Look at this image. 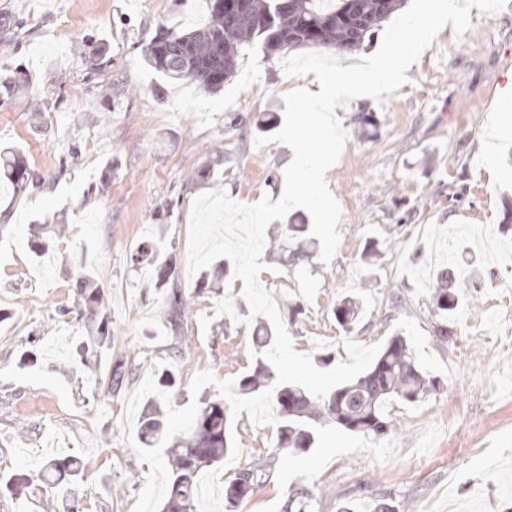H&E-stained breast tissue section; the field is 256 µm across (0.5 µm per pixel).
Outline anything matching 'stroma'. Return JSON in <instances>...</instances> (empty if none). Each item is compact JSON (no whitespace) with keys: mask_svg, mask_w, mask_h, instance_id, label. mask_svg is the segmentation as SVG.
Returning <instances> with one entry per match:
<instances>
[{"mask_svg":"<svg viewBox=\"0 0 512 512\" xmlns=\"http://www.w3.org/2000/svg\"><path fill=\"white\" fill-rule=\"evenodd\" d=\"M1 15L14 17L17 39L0 45V79L23 71L28 92L0 104V149L21 148L47 185L17 196L0 187V512H133L150 466L124 440L126 395L147 373L172 369L181 408L196 373L237 379L254 367L251 329L214 310L229 294L236 316H248L240 281L203 289L188 273L192 201L218 187L243 204L280 198L291 152L254 140L268 116L283 119L284 95L313 78L286 76L281 56L259 47L216 94L157 76L143 48L159 26L206 24L207 0H0ZM470 19L460 36L445 26L383 101L336 108L346 143L326 174L341 209L335 256L287 265L265 254L259 278L295 351L335 364L348 358L345 340L383 346L400 332L442 388L418 403L387 402L395 428L384 436L319 424L301 456L275 453L276 427L241 414V456L223 479L258 459L270 468L235 512H282L299 488L314 512H372L380 502L512 512V180L486 171L512 165V132L497 129L512 87V0L496 13L471 9ZM97 183L101 194L85 200ZM43 223L50 246L40 256L30 236ZM158 241L174 245L188 303L180 337L151 269L132 262ZM76 256L99 275L112 327L90 369L75 362L82 325L52 318L77 303ZM454 258L468 285L444 342L431 288ZM346 298L363 307L349 331L333 315ZM122 353L128 376L111 397L94 379ZM54 459L75 472L60 492L35 495Z\"/></svg>","mask_w":512,"mask_h":512,"instance_id":"1","label":"stroma"}]
</instances>
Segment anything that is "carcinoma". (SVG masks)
I'll use <instances>...</instances> for the list:
<instances>
[{
	"label": "carcinoma",
	"mask_w": 512,
	"mask_h": 512,
	"mask_svg": "<svg viewBox=\"0 0 512 512\" xmlns=\"http://www.w3.org/2000/svg\"><path fill=\"white\" fill-rule=\"evenodd\" d=\"M229 0H209L207 24L194 29L160 27L143 51L145 64L156 74L174 80L191 81L206 92L217 93L224 83L236 75L241 61L262 41L267 55L306 46L324 52L347 54L403 6L404 0H246L243 11L228 5ZM45 179L28 168L17 153L0 154V185L17 196L28 188L43 186ZM316 240L309 235L308 225L278 224L269 234V254L294 262L311 255ZM171 246L153 244L135 255L138 263L156 267L155 287L167 289L166 303L171 328L179 331L186 308L177 282L171 280L170 263L159 257ZM86 261L79 263L75 275L76 294L86 308L78 311L61 305L56 315L63 319L77 313L98 318L99 346H79L77 352L88 360L90 351L112 341V331L98 306L96 280L85 272ZM462 285L448 270L440 271L432 294L434 312L443 322L458 309ZM362 308L353 301H342L334 309L336 321L346 330L358 322ZM255 366L242 375L237 390L253 395L270 387L273 407L278 418L275 449L299 455L315 444V424L334 422L350 432L387 434L394 423L384 414L387 401L416 403L439 388V380L416 363L405 338L397 334L383 348L368 370L356 380L329 392L322 400L294 384H275L276 374L261 353L274 337L273 326L262 321L253 328ZM164 411L155 407L142 418L140 438L144 446H157L165 432ZM231 420L224 401L204 397L192 430L174 437L165 445V456L171 473L170 488L162 512H197L196 486L200 472L224 460L231 452ZM71 463L53 460L43 473L42 490L56 493L66 478ZM265 464L255 463L239 470L224 483L225 512H234L236 503L262 485Z\"/></svg>",
	"instance_id": "1"
}]
</instances>
